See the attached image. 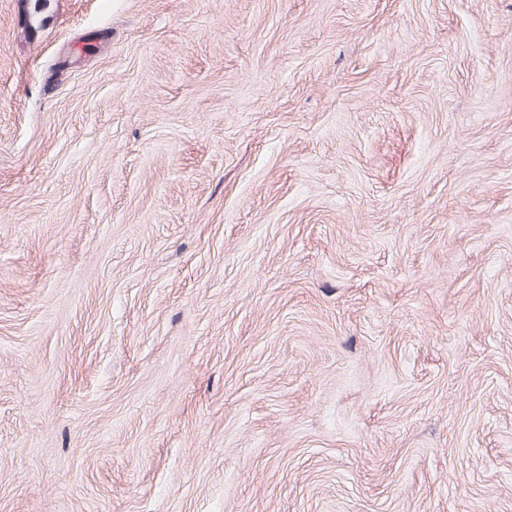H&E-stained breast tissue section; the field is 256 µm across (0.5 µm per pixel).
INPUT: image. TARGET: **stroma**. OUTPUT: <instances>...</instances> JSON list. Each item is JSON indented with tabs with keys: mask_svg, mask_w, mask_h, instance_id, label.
I'll use <instances>...</instances> for the list:
<instances>
[{
	"mask_svg": "<svg viewBox=\"0 0 512 512\" xmlns=\"http://www.w3.org/2000/svg\"><path fill=\"white\" fill-rule=\"evenodd\" d=\"M0 0V512H512V0Z\"/></svg>",
	"mask_w": 512,
	"mask_h": 512,
	"instance_id": "1",
	"label": "stroma"
}]
</instances>
